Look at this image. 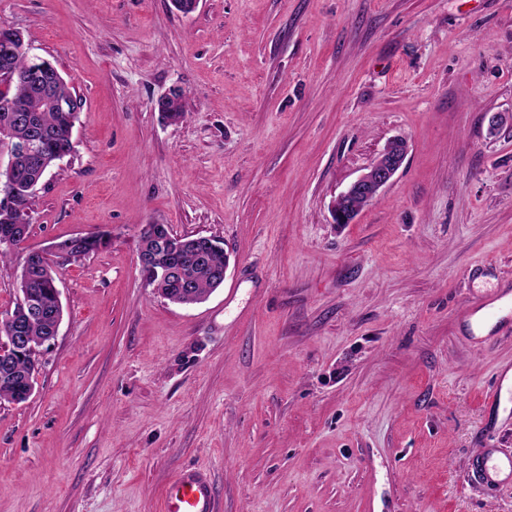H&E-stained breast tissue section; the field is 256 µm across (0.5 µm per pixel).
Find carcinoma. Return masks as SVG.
I'll use <instances>...</instances> for the list:
<instances>
[{"instance_id": "obj_1", "label": "carcinoma", "mask_w": 512, "mask_h": 512, "mask_svg": "<svg viewBox=\"0 0 512 512\" xmlns=\"http://www.w3.org/2000/svg\"><path fill=\"white\" fill-rule=\"evenodd\" d=\"M4 98L17 104L24 110L25 118L12 123L6 139L11 144L36 139L39 141V155L22 163L25 176L18 186L19 205L31 209L33 194L28 192V181L41 169H50L69 156L73 151L71 133L77 120L81 104L73 106L71 112H57L45 103L42 92L22 84H13L8 88ZM172 261L181 266L184 275L192 282V300H204L212 290L224 285V279L215 276V272L224 270V249L219 248L207 253L206 259L199 258V252L188 244H181L179 251L172 256ZM58 262L50 260L31 272L27 283L29 294L44 310L41 318H28L22 313V307L14 304L12 314L23 322L27 335L39 343L53 334L55 317L60 315V305L56 295ZM14 371L18 385L0 382V402L20 404L26 401V383L30 375L27 360L14 362Z\"/></svg>"}]
</instances>
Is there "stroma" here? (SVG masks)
Instances as JSON below:
<instances>
[{
    "label": "stroma",
    "instance_id": "1",
    "mask_svg": "<svg viewBox=\"0 0 512 512\" xmlns=\"http://www.w3.org/2000/svg\"><path fill=\"white\" fill-rule=\"evenodd\" d=\"M0 23L82 101L27 247L110 237L60 265L34 391L0 404V512H158L187 468L215 512H512L471 467L512 454V395L484 407L512 335L459 330L512 286V0H0ZM396 138L380 199L334 223ZM147 224L219 239L223 286L158 296ZM406 152L407 149L405 150L404 143L390 144L366 172L351 182L339 194L333 205L332 215L334 223L349 224L355 219L352 209V202L354 200L366 199L357 202L359 209L368 205L371 201L377 200L383 189L391 182L401 168Z\"/></svg>",
    "mask_w": 512,
    "mask_h": 512
}]
</instances>
